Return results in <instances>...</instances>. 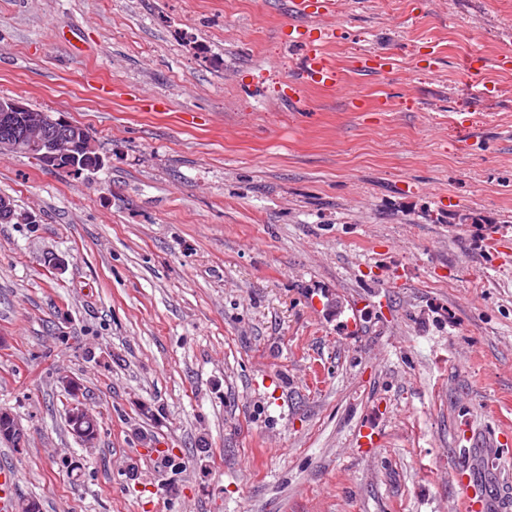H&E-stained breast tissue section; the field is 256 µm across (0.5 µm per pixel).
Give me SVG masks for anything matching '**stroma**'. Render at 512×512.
Segmentation results:
<instances>
[{
    "label": "stroma",
    "instance_id": "obj_1",
    "mask_svg": "<svg viewBox=\"0 0 512 512\" xmlns=\"http://www.w3.org/2000/svg\"><path fill=\"white\" fill-rule=\"evenodd\" d=\"M0 0V439L41 512H466L512 449V0ZM488 216L485 234L457 211ZM65 261L54 268L53 258ZM68 375L98 422L66 423ZM314 30L315 34L308 31H298L296 36L288 34L298 45V55L303 64L295 84L301 87L313 83L321 89H337L341 84L340 70L325 51V44L334 32L329 34L328 30L321 28ZM28 112H21L22 106L12 98L0 97V154L14 155L26 153L28 147L40 150L41 156L55 162L69 171H75L85 166H92L95 169L101 166L96 150L88 148L89 140H92L87 129L81 125L66 122L67 129L73 138L75 152L83 160L71 151L68 139L58 135L54 130L57 122L63 120L55 118L51 112L35 110L27 106ZM65 121V120H63ZM22 126V135H11L5 132L6 128ZM91 149H95L92 141L89 142ZM82 172V171H81Z\"/></svg>",
    "mask_w": 512,
    "mask_h": 512
}]
</instances>
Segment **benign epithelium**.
Returning a JSON list of instances; mask_svg holds the SVG:
<instances>
[{
  "mask_svg": "<svg viewBox=\"0 0 512 512\" xmlns=\"http://www.w3.org/2000/svg\"><path fill=\"white\" fill-rule=\"evenodd\" d=\"M59 121L61 118L51 112L30 115L14 99L0 97V154L20 155L31 147L66 170L85 167L84 161L71 151L68 139L55 132Z\"/></svg>",
  "mask_w": 512,
  "mask_h": 512,
  "instance_id": "obj_1",
  "label": "benign epithelium"
}]
</instances>
